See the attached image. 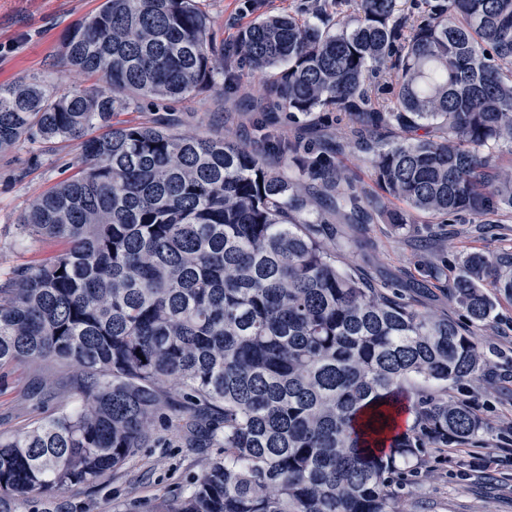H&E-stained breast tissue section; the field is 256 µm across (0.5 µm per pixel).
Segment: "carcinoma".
Segmentation results:
<instances>
[{"mask_svg": "<svg viewBox=\"0 0 512 512\" xmlns=\"http://www.w3.org/2000/svg\"><path fill=\"white\" fill-rule=\"evenodd\" d=\"M316 17L262 18L226 52L196 0H102L60 58L96 84L0 83V151L23 137L80 149L79 172L17 225L63 248L0 280V367L72 366L77 405L0 436V512H45L173 425L182 447L218 453L161 512H400L429 449L480 440L448 385L484 376L483 284L512 293V261H462L466 332L340 267L302 220L320 195L362 224L378 212L331 158L270 134L261 150L166 117L113 121L215 84L238 55L271 73L275 111L348 118L375 183L405 205L391 223L512 211V164L488 151L512 155V0H323Z\"/></svg>", "mask_w": 512, "mask_h": 512, "instance_id": "obj_1", "label": "carcinoma"}]
</instances>
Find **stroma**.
<instances>
[{"label":"stroma","instance_id":"obj_1","mask_svg":"<svg viewBox=\"0 0 512 512\" xmlns=\"http://www.w3.org/2000/svg\"><path fill=\"white\" fill-rule=\"evenodd\" d=\"M101 0H0V83L39 78L64 88L91 85L92 77L60 66L65 32ZM212 20L217 42L236 44L254 21L280 13L308 16L312 0H197ZM268 75L245 61L217 77L215 86L169 102L167 112L181 134L253 143L260 132L299 140L313 153L339 145V159L366 190H375L366 155L348 141L349 125L335 114L315 113L289 121L280 112H263ZM79 150L67 143L41 144L27 139L0 152V274L34 265L59 251L56 243L22 240L16 226L29 203L78 170ZM376 223L360 224L337 212L323 199L319 213L326 228L325 246L347 266L359 268L379 283L393 285L424 312L464 322L461 305L450 286L460 260L471 253L512 254V214L500 223L486 224L463 213L448 224L417 222L389 224L394 204L381 198ZM423 289H415L418 280ZM494 318L477 332L490 359L487 376L462 386L452 385L448 396L466 400L485 423L478 443L432 450L420 474L403 492L402 512H512V297L490 289ZM65 367L46 363L32 367L17 363L0 369V434L13 435L37 421L68 408L73 400L64 391L49 392L48 382L62 379ZM202 456L168 445L142 449L126 462L116 478L99 487L75 491L87 512H121L136 504L140 512H160L162 502L175 495L193 474Z\"/></svg>","mask_w":512,"mask_h":512}]
</instances>
